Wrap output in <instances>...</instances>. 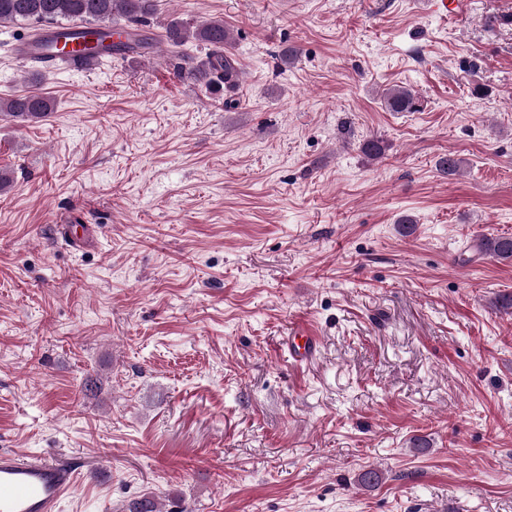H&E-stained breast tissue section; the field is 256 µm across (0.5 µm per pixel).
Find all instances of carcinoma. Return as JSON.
<instances>
[{
  "label": "carcinoma",
  "mask_w": 512,
  "mask_h": 512,
  "mask_svg": "<svg viewBox=\"0 0 512 512\" xmlns=\"http://www.w3.org/2000/svg\"><path fill=\"white\" fill-rule=\"evenodd\" d=\"M156 7V0H0V24L25 25L35 41L41 44L43 40L38 30L46 24L95 22L98 28L74 33L83 43L80 54L137 52L153 47V40L146 35L143 26L156 12ZM120 18L127 21L126 27L118 32V41L106 43L112 36V23ZM165 30L167 44L171 47L178 49L192 39L206 49L205 59L199 61L189 54L177 52L178 74H186L212 89L233 88L239 84L242 71L228 52L230 36L224 21L205 20L190 25L172 20ZM381 101L389 112H419L422 107L418 94L400 85L385 89ZM53 110V101L38 94L0 100V120L37 122ZM362 151L369 159L378 160L384 157L386 145L382 139L371 137L363 143ZM463 166L464 160L453 153L444 154L436 161L437 170L450 179L457 177ZM476 251L500 260H512V237H487L481 240ZM123 512H157V506L153 497L143 495L130 500Z\"/></svg>",
  "instance_id": "obj_1"
}]
</instances>
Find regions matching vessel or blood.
<instances>
[{"mask_svg":"<svg viewBox=\"0 0 512 512\" xmlns=\"http://www.w3.org/2000/svg\"><path fill=\"white\" fill-rule=\"evenodd\" d=\"M70 28L52 25L44 35L49 49H22L21 58L39 57L42 69L57 71L66 66L84 72L95 69L101 56H63L59 50ZM288 347L291 358L300 364L311 361L317 352V337L311 326L297 324ZM79 472L61 457L31 456L16 449L0 451V512H59L60 504L74 488Z\"/></svg>","mask_w":512,"mask_h":512,"instance_id":"vessel-or-blood-1","label":"vessel or blood"}]
</instances>
